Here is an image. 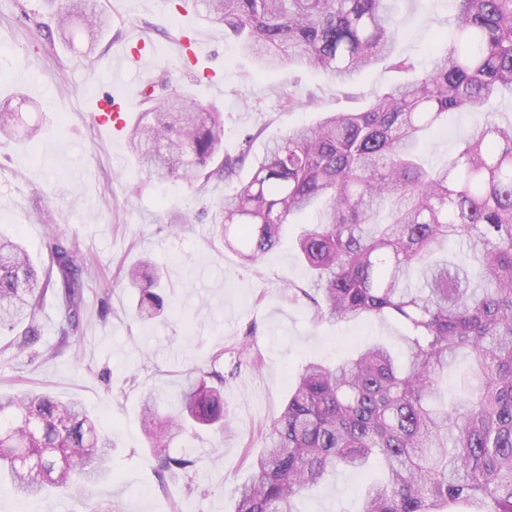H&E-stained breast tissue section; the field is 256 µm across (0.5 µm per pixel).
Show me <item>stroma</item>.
Returning <instances> with one entry per match:
<instances>
[{
    "mask_svg": "<svg viewBox=\"0 0 512 512\" xmlns=\"http://www.w3.org/2000/svg\"><path fill=\"white\" fill-rule=\"evenodd\" d=\"M111 25L88 49L80 23L56 32L49 0H0V102L18 107L37 136L0 137V232L15 235L38 270L51 261L49 242L61 234L92 262L83 272L85 305L69 345L59 346L60 311L47 293L41 334L27 354L7 351L0 335V392L37 390L79 400L112 442V476L94 486L99 507L123 512H234V489L266 448L267 428L288 398V379L309 360L337 363L381 343L402 352L395 321L315 322L312 305L289 292L310 288L289 225L256 265L227 249L213 208L233 184L147 179L126 132L99 128L101 102L115 99L136 122L153 105L139 94L143 77L166 79L206 109L222 112L224 154L252 152L270 138L315 121L321 110L364 106L372 92L406 81L383 61L339 84L311 69L284 64L262 71L222 24L182 0H95ZM402 32L395 52L426 63L452 28L453 0H399ZM143 39L140 68H110L128 37ZM298 104L287 108L288 96ZM512 124V98L490 112H456L427 134L421 148L433 164L454 155L461 139L486 120ZM162 275L165 309L144 321L139 291L126 278L140 259ZM223 371L224 429L182 433L171 454L194 460L190 481H160L142 425V400L159 390L161 413L178 407L189 370ZM365 474L337 471L296 499L297 512H354ZM76 496L30 503L0 489V512H81Z\"/></svg>",
    "mask_w": 512,
    "mask_h": 512,
    "instance_id": "stroma-1",
    "label": "stroma"
}]
</instances>
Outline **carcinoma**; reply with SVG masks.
<instances>
[{"mask_svg":"<svg viewBox=\"0 0 512 512\" xmlns=\"http://www.w3.org/2000/svg\"><path fill=\"white\" fill-rule=\"evenodd\" d=\"M394 0H199L259 68L300 64L340 82L394 54ZM454 34L431 65L378 92L358 112H326L268 141L250 179L219 199L224 245L255 263L284 225L318 212L297 237L314 274L320 322L394 318L406 351L368 344L336 364L308 362L273 420L268 446L234 491V512H294V500L340 469L375 459L383 478L368 484L358 512H512V126L488 120L463 138L440 168L426 167L418 143L453 112H483L512 93V0H454ZM82 21L93 47L109 19L91 0H69L61 25ZM140 120L130 146L149 176L192 181L221 152L220 114L180 91ZM246 155L226 157L224 181ZM462 247L448 256V242ZM56 268L39 278L25 248L0 236V335L20 356L35 341L47 290L65 312V345L84 306L79 277L87 258L52 242ZM140 289L138 316L164 311L151 262L128 270ZM462 352L473 391L438 403L442 376ZM187 373L181 413L162 416L147 392L143 425L160 477L188 475L195 461L169 452L171 431L224 429V399ZM112 443L75 400L35 391L0 395V482L25 500L85 490L109 469Z\"/></svg>","mask_w":512,"mask_h":512,"instance_id":"cac0c4a2","label":"carcinoma"}]
</instances>
